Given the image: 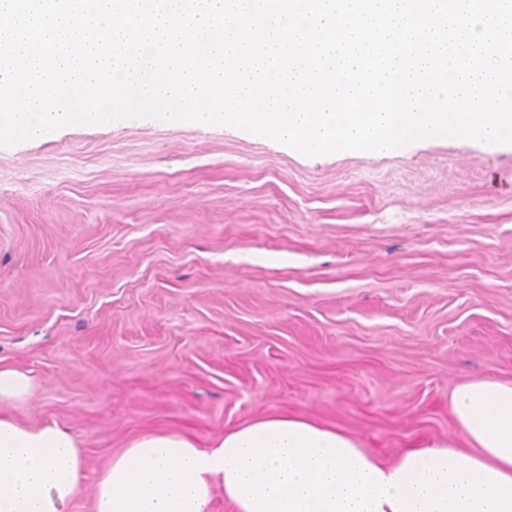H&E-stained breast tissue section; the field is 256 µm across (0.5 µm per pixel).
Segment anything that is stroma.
Returning <instances> with one entry per match:
<instances>
[{
  "label": "stroma",
  "mask_w": 512,
  "mask_h": 512,
  "mask_svg": "<svg viewBox=\"0 0 512 512\" xmlns=\"http://www.w3.org/2000/svg\"><path fill=\"white\" fill-rule=\"evenodd\" d=\"M0 368L32 379L0 413L81 449L69 512L148 431L204 447L289 413L385 461L453 441L451 391L512 381V150L308 157L153 118L0 145Z\"/></svg>",
  "instance_id": "stroma-1"
}]
</instances>
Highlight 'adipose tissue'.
Instances as JSON below:
<instances>
[{"instance_id": "1", "label": "adipose tissue", "mask_w": 512, "mask_h": 512, "mask_svg": "<svg viewBox=\"0 0 512 512\" xmlns=\"http://www.w3.org/2000/svg\"><path fill=\"white\" fill-rule=\"evenodd\" d=\"M450 405L469 446L448 443L379 462L351 436L266 414L209 448L176 433L132 439L97 476L95 512H512V383L473 380ZM57 424L0 415V512H67L83 478Z\"/></svg>"}]
</instances>
